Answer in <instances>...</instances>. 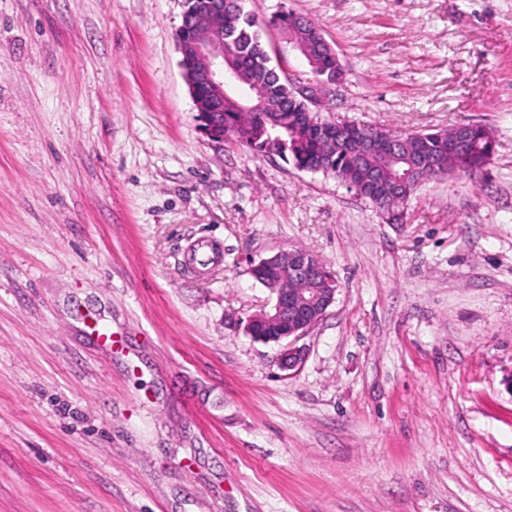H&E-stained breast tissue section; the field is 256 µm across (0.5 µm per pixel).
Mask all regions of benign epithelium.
Returning a JSON list of instances; mask_svg holds the SVG:
<instances>
[{
	"label": "benign epithelium",
	"mask_w": 512,
	"mask_h": 512,
	"mask_svg": "<svg viewBox=\"0 0 512 512\" xmlns=\"http://www.w3.org/2000/svg\"><path fill=\"white\" fill-rule=\"evenodd\" d=\"M181 54L180 65L197 109L224 112V97L234 85L236 71L224 64V36L212 26H197L193 32L177 35ZM326 84L317 80L297 87L298 93L309 105L318 107ZM265 267L275 279L285 273L292 275L300 288H276L270 281L264 285L274 294V303L268 310L251 316L246 333L255 342L280 343L288 341L281 355L283 368L292 370L305 358L304 348L296 341L322 319L333 304L336 288L326 270L302 249L280 251L263 259Z\"/></svg>",
	"instance_id": "1"
}]
</instances>
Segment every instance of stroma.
<instances>
[{
	"mask_svg": "<svg viewBox=\"0 0 512 512\" xmlns=\"http://www.w3.org/2000/svg\"><path fill=\"white\" fill-rule=\"evenodd\" d=\"M245 9L320 27L343 68L320 117L479 122L495 154L392 224L203 134L182 0H0V512H512V0ZM290 248L336 294L288 371L245 326L273 302L252 265Z\"/></svg>",
	"mask_w": 512,
	"mask_h": 512,
	"instance_id": "35a3bbf8",
	"label": "stroma"
}]
</instances>
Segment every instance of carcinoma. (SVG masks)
I'll use <instances>...</instances> for the list:
<instances>
[{
  "instance_id": "carcinoma-1",
  "label": "carcinoma",
  "mask_w": 512,
  "mask_h": 512,
  "mask_svg": "<svg viewBox=\"0 0 512 512\" xmlns=\"http://www.w3.org/2000/svg\"><path fill=\"white\" fill-rule=\"evenodd\" d=\"M243 0H224V13L214 21L224 34V50L238 65L242 82L248 86L264 110H239L224 103V137H236L254 154L274 155L296 168H310L325 160V173L358 194L371 199L382 194L389 205V221L400 223L402 205L414 190L429 180L436 166L451 173L458 168L469 172L490 162L495 151L491 129L476 123L460 134L457 127L430 133H408L396 150L371 154L364 150L367 135L379 129L368 125L336 122L306 113V102L294 86L281 79L271 65L270 52L262 40V27H274L301 45L321 66L318 77L325 82L336 77L334 61L329 58L332 47L324 40L320 28L305 17L280 12L260 25L244 11ZM203 13L202 0H184L183 27L195 28ZM461 142L459 160L448 155V143Z\"/></svg>"
}]
</instances>
